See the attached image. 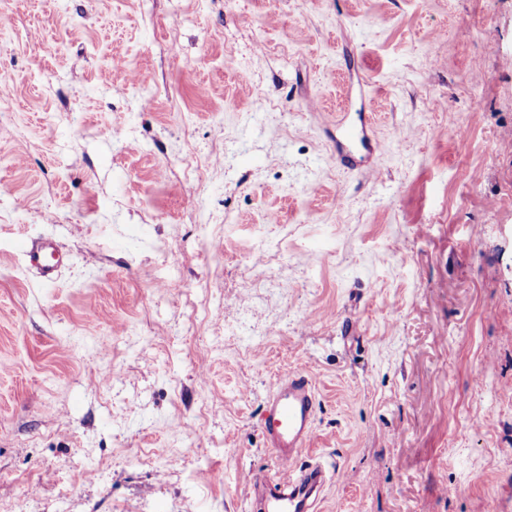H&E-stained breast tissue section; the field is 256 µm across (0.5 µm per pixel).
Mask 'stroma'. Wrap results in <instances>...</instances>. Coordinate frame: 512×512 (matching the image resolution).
<instances>
[{
	"label": "stroma",
	"mask_w": 512,
	"mask_h": 512,
	"mask_svg": "<svg viewBox=\"0 0 512 512\" xmlns=\"http://www.w3.org/2000/svg\"><path fill=\"white\" fill-rule=\"evenodd\" d=\"M1 11L0 512H254L293 369L318 512H512V0ZM23 255L27 265L36 269L46 282L54 281L56 272L66 260L64 254L49 240L25 243Z\"/></svg>",
	"instance_id": "1"
}]
</instances>
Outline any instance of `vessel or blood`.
Listing matches in <instances>:
<instances>
[{
    "mask_svg": "<svg viewBox=\"0 0 512 512\" xmlns=\"http://www.w3.org/2000/svg\"><path fill=\"white\" fill-rule=\"evenodd\" d=\"M27 265L42 279L54 281L65 256L48 240L23 246ZM318 400L307 375L297 370L280 373L274 380L260 417V429L272 448L278 470L274 480L256 479L255 489L263 490V512H316L320 493L328 475L324 467L296 466L297 458L315 436Z\"/></svg>",
    "mask_w": 512,
    "mask_h": 512,
    "instance_id": "obj_1",
    "label": "vessel or blood"
}]
</instances>
